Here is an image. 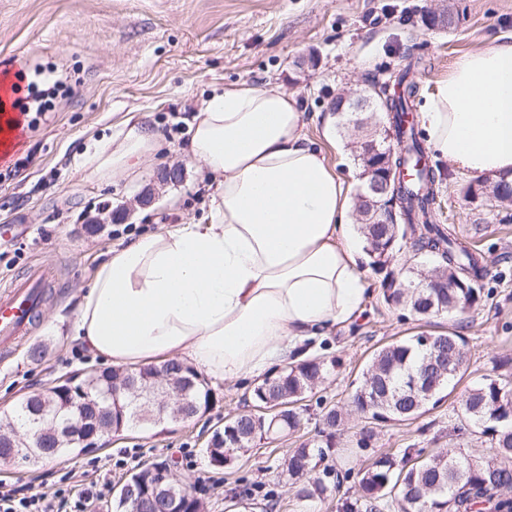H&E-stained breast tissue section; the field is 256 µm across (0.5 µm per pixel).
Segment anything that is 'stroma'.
<instances>
[{
	"mask_svg": "<svg viewBox=\"0 0 512 512\" xmlns=\"http://www.w3.org/2000/svg\"><path fill=\"white\" fill-rule=\"evenodd\" d=\"M430 11L450 12L451 29L426 27ZM510 35L512 0H0V62L45 74L41 87L48 93L31 116L24 146L0 158V225L19 228L0 236V285L36 265L54 279L29 336L0 363V411L59 378L102 368L75 340L74 323L82 293L111 249L176 224L207 223L211 191L185 149L191 115L213 91L246 84L294 96L308 138L357 188L358 133L340 123L332 138L323 136L322 117L337 94H359L368 75L388 76L412 54L426 62L418 81L428 94L457 57ZM129 119L151 127L158 140L140 176L87 178L86 160ZM173 168L181 173L175 182L164 177ZM438 168L443 180L434 220L455 225L479 249L487 271L472 309L417 320L385 302L386 272L369 271L373 295L363 318L312 346L313 355L336 359L337 366L302 400L300 431L258 441L230 466H211L207 440L226 419L252 409L257 385L249 378L212 379L211 405L192 421L129 427L94 452L35 467L0 460V483L50 496L57 475L94 460L106 485L103 499L111 502L130 473L166 461L196 485L205 512H224L235 499L251 512H336L337 502L354 495L352 483L303 502L282 463L315 436L324 408L347 405L353 381L376 350L415 334L456 330L467 342V385L490 373L493 358H512V203L469 199L471 176L443 162ZM36 346L43 349L38 361L29 355ZM457 401L453 395L413 420L376 426L371 447L354 453L349 466L407 448L460 449L485 459L487 444L455 431Z\"/></svg>",
	"mask_w": 512,
	"mask_h": 512,
	"instance_id": "1",
	"label": "stroma"
}]
</instances>
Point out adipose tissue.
I'll return each instance as SVG.
<instances>
[{
  "instance_id": "1",
  "label": "adipose tissue",
  "mask_w": 512,
  "mask_h": 512,
  "mask_svg": "<svg viewBox=\"0 0 512 512\" xmlns=\"http://www.w3.org/2000/svg\"><path fill=\"white\" fill-rule=\"evenodd\" d=\"M422 120L451 170L512 183V37L459 56ZM156 143L147 126L126 125L88 175L132 172ZM189 152L212 187L209 223L112 250L82 295L77 339L116 367L177 359L220 380L306 360L312 341L351 325L372 295L351 184L276 88L213 94L193 118Z\"/></svg>"
}]
</instances>
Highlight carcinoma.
Listing matches in <instances>:
<instances>
[{
	"instance_id": "carcinoma-1",
	"label": "carcinoma",
	"mask_w": 512,
	"mask_h": 512,
	"mask_svg": "<svg viewBox=\"0 0 512 512\" xmlns=\"http://www.w3.org/2000/svg\"><path fill=\"white\" fill-rule=\"evenodd\" d=\"M417 63H409L394 77L381 81L376 77L369 84L376 92V111L383 114L389 125L395 148V172L408 170L411 179L399 177L389 194L397 206L393 224H363L360 227L365 241V252L375 269L385 267L389 255L399 243L409 245L415 254L440 258L436 265L440 288L432 291L423 287L425 274L413 273L401 277L390 274L386 278L385 301L409 310L424 319L436 317L465 307L472 308L481 298L479 260L476 254L457 237L452 224L433 222V211L439 191L440 175L428 161L424 141L408 114L414 111L420 86L414 80ZM495 193L501 201L512 199V184L500 181L469 186L466 195L474 199ZM442 346L448 348V374L437 370L427 376L422 391H411L409 381L424 372L428 351L412 336L377 350L354 384L351 406L368 418L385 423L406 421L420 416L430 405H437L448 385L461 379L468 369L465 340L456 331L436 334ZM335 359L309 358L290 364L278 374L265 378L253 390L255 402L277 400L288 404L284 420L277 426L294 432L301 426L302 417L295 404L313 391L335 369ZM89 403L81 404L75 390L51 388L33 394L0 414V460L11 457L12 449L23 448L20 459L36 466L60 456H76L84 452L80 437L65 442L55 436L58 431L72 428L84 419L91 424L100 419L124 417L123 427H151L156 425L150 408L139 401L112 395L113 375L108 371L89 372L82 377ZM197 409L209 407L211 391L205 380L196 378L181 387ZM462 421L473 432L485 439L492 454L484 460L473 461L464 454L451 455L444 451L424 453L417 450L414 462L406 460L412 449L404 451L403 459L393 454H382L356 473L354 497L338 505L339 512H380L388 500L396 501L402 512H472L476 502L472 494L502 496L501 512H512V359H504L468 388L459 401ZM344 414L335 408L322 415L325 439L306 443L294 449L283 462V471L295 480L296 496L313 499L329 490L326 478L318 476V463L336 453L333 430L341 427ZM239 436H213L204 448L209 463L216 461L231 465L236 458L252 447L255 439L266 431L250 412L236 417Z\"/></svg>"
}]
</instances>
